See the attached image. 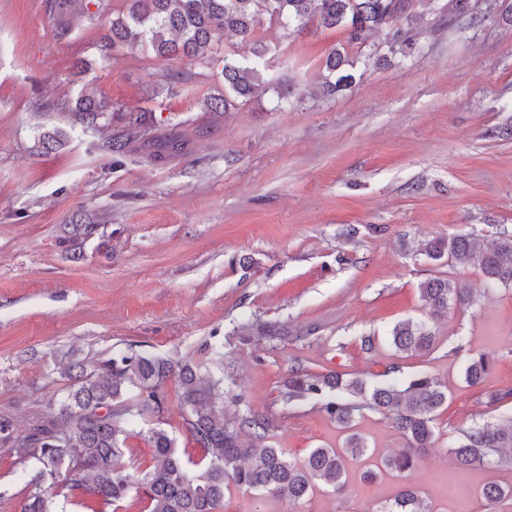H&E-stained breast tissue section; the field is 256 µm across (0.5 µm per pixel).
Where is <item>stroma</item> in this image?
<instances>
[{"mask_svg": "<svg viewBox=\"0 0 512 512\" xmlns=\"http://www.w3.org/2000/svg\"><path fill=\"white\" fill-rule=\"evenodd\" d=\"M446 2L418 0L414 53L363 67L343 96L220 115L202 100L223 94L221 64L99 54L121 0L92 20L87 0H73L62 39L49 0H0V409L16 414L18 433L61 397L68 380L55 362L72 351L92 361L133 345L198 363L222 347L225 414L268 418L267 445L296 460L342 447L347 433L321 400L284 402L294 369L370 385L423 374L447 387L448 402L413 482L434 512H512L481 495L490 482L512 486V462L453 471L448 455L459 430L512 417V287H485L474 267L420 253L434 237L512 233V0H497L493 20L453 30L434 24ZM259 35L272 69L305 91L346 38L340 28ZM178 71L183 82L166 94ZM85 93L109 100L113 115L87 127L62 113ZM127 109L150 113L148 138H129ZM57 130L62 140L44 150L41 135ZM174 136L187 151L168 150ZM113 139L128 140L125 153L108 150ZM75 224L91 230L73 238ZM433 276L471 288V304L430 317L418 285ZM408 319L432 327L433 351L391 345ZM481 353L495 363L472 386L464 365ZM164 391L161 428L199 458L177 382ZM353 425L372 457L349 466L343 491L321 485L294 502L230 485L220 512H376L403 480L364 473L402 438L380 412ZM36 468L0 451V512H17ZM56 507L149 503L133 491L116 508L88 496L57 497Z\"/></svg>", "mask_w": 512, "mask_h": 512, "instance_id": "1", "label": "stroma"}]
</instances>
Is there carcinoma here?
Instances as JSON below:
<instances>
[{"mask_svg":"<svg viewBox=\"0 0 512 512\" xmlns=\"http://www.w3.org/2000/svg\"><path fill=\"white\" fill-rule=\"evenodd\" d=\"M418 0H123L122 15L112 20L99 39L100 51L117 47L141 48L158 58L208 57L211 46L231 33L251 45V59L244 63L226 53L223 63L224 97L210 103L216 112H228L241 103H260L273 93L279 110L296 96L288 79L268 74L272 46L257 38L263 21L276 25L287 38L310 28L340 27L347 33L345 44L332 48L325 57L316 97L329 98L354 86L362 77L359 54L394 61L415 49L421 17ZM71 0H54L49 19L63 38L71 30L66 20ZM449 8L436 24L456 29L487 20L495 10L477 6L476 0H448ZM387 30L392 37L366 45L367 36ZM61 109L83 123L93 124L112 110L110 103L90 94L61 103ZM427 259L445 257L475 266L487 286H512V235L501 233L493 245L474 234L433 239L424 247ZM419 292L431 316L464 305L469 289L442 277L419 284ZM394 347L403 354H426L435 348V334L424 321L406 320L391 330ZM208 362L173 361L138 351L133 346L112 352L93 364L69 355L63 372L71 384L50 411L34 419L27 432L16 435L15 416L0 411V449L25 461L33 458L38 470L27 482L20 512H51L53 489L72 496L97 497L106 504L124 500L139 487L148 497L150 512H218L229 483L269 495L286 494L303 499L316 481L345 485L347 465L367 455V444L351 432L341 448H313L300 461L288 458L282 448L264 444L269 419L259 415L224 416V376L204 379L200 370H221V351ZM493 357L481 353L466 364L464 376L478 384L492 365ZM174 378L180 389L183 426L191 440L203 449L200 461L184 458L175 438L159 427L143 436L154 450L155 464L142 473L128 472L119 462L129 427L149 422L160 413L164 385ZM324 399L323 409L345 429L352 428L355 414L365 410L389 412L403 436L404 447L383 459L384 470L408 480L421 453L435 445V412L448 402L447 387L425 375L368 386L361 379H346L339 373L293 372L288 380L286 401ZM251 437L250 443L241 435ZM512 450V417L496 423H476L460 431L448 449L460 467L485 465ZM490 504L512 501V487L487 484L481 491ZM376 512H433L432 506L410 482Z\"/></svg>","mask_w":512,"mask_h":512,"instance_id":"1","label":"carcinoma"}]
</instances>
